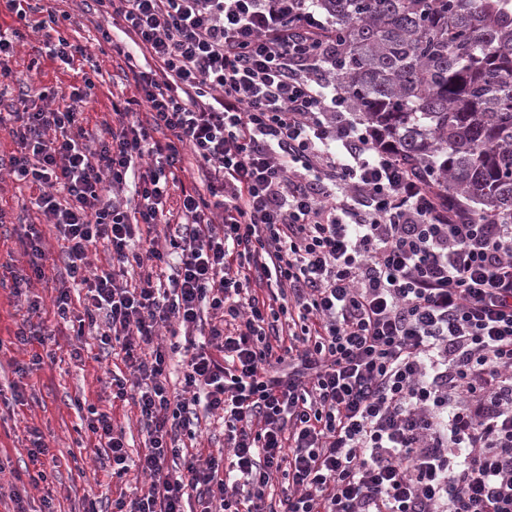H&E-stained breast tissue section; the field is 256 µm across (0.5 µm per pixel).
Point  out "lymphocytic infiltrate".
Instances as JSON below:
<instances>
[{
  "instance_id": "f902f5d3",
  "label": "lymphocytic infiltrate",
  "mask_w": 512,
  "mask_h": 512,
  "mask_svg": "<svg viewBox=\"0 0 512 512\" xmlns=\"http://www.w3.org/2000/svg\"><path fill=\"white\" fill-rule=\"evenodd\" d=\"M97 2L154 66L93 132L88 77L64 106L10 112L9 165L47 223L27 225L10 290L17 344H45L32 287L54 229L69 278L54 318L122 346L112 396L139 412L148 481L112 512H512V223L449 208L361 128L313 0ZM188 154L206 189L168 207ZM174 323L186 341L156 345ZM203 412L228 455L187 452ZM81 421L123 478L111 413Z\"/></svg>"
}]
</instances>
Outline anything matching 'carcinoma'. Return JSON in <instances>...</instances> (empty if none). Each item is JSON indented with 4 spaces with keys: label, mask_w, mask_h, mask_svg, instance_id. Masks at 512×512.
Returning a JSON list of instances; mask_svg holds the SVG:
<instances>
[{
    "label": "carcinoma",
    "mask_w": 512,
    "mask_h": 512,
    "mask_svg": "<svg viewBox=\"0 0 512 512\" xmlns=\"http://www.w3.org/2000/svg\"><path fill=\"white\" fill-rule=\"evenodd\" d=\"M336 83L382 137L437 171L448 206L512 223V0H314Z\"/></svg>",
    "instance_id": "obj_1"
}]
</instances>
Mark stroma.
<instances>
[{"label":"stroma","instance_id":"1","mask_svg":"<svg viewBox=\"0 0 512 512\" xmlns=\"http://www.w3.org/2000/svg\"><path fill=\"white\" fill-rule=\"evenodd\" d=\"M59 8L66 13L58 21L59 34L85 47L92 56L91 62L78 61L67 67L47 57L44 33L37 27L41 13L28 12V24L24 27L14 14L0 13V28L19 26L24 33L10 61L18 80L0 96V113L14 109L20 83L64 93L71 86L81 85L83 74L88 73L96 84L95 97L85 107L87 125L92 128L110 118L113 101L132 97V71L144 69L145 61L139 54L130 62L113 54L112 41L122 40L123 35L113 29L111 16L100 12L96 0H61ZM106 31L111 34L107 41L102 38ZM30 200L31 192L26 186L0 171V211L6 214L5 223L0 224V272L20 256L22 225L44 221ZM22 319L19 302L9 288L0 287V386L13 381L14 361L27 357L14 343ZM42 320L54 335L44 347L46 356L41 367L27 380L25 391L30 400L14 412L0 414V488L10 489L15 474L23 472L28 461L27 430L35 426L56 455L57 467L49 475L46 488L30 489L32 512H38L40 500L47 491L55 498L57 512H82L83 490L89 486L93 487L104 512H109L119 494L133 495L138 484L137 473L132 470L124 479L113 478L104 450L98 448L95 438L82 427L74 403L80 399L111 410L115 423L125 429L134 453L144 446L136 412L127 405L111 404L113 359L100 353L94 333L85 334L89 351L78 361L71 356V346L76 341L73 330L57 324L49 312L43 314Z\"/></svg>","mask_w":512,"mask_h":512}]
</instances>
